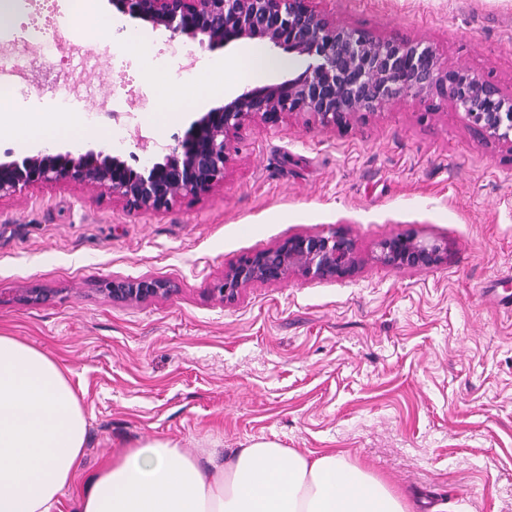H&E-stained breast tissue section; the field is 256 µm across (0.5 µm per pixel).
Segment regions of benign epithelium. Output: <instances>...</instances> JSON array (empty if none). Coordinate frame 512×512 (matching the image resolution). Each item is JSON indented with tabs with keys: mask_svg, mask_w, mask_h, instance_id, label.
<instances>
[{
	"mask_svg": "<svg viewBox=\"0 0 512 512\" xmlns=\"http://www.w3.org/2000/svg\"><path fill=\"white\" fill-rule=\"evenodd\" d=\"M120 12L172 36L210 48L242 39L264 40L303 57L307 66L283 82L247 90L203 113L163 161L141 171L102 151L73 154L49 148L20 160H0V199L39 183L65 181L99 188L145 213L167 211L186 195L201 196L224 183L242 132L260 120L277 127L291 116L311 125L345 129L401 102L450 101L486 143L512 151V91L483 76L440 65L423 40L377 38L318 11L313 0H113ZM448 256V242L398 233L377 244L374 259L396 268L422 269ZM360 263L345 234L296 235L241 257L224 270L213 291L226 303L256 283L292 276L343 277ZM112 300L137 305L172 292L154 278L112 280Z\"/></svg>",
	"mask_w": 512,
	"mask_h": 512,
	"instance_id": "1",
	"label": "benign epithelium"
}]
</instances>
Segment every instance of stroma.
<instances>
[{
  "label": "stroma",
  "instance_id": "35a3bbf8",
  "mask_svg": "<svg viewBox=\"0 0 512 512\" xmlns=\"http://www.w3.org/2000/svg\"><path fill=\"white\" fill-rule=\"evenodd\" d=\"M373 35L422 39L443 67L512 90V0H314ZM103 15L142 34L148 53L64 25L51 53L21 54L31 78L15 99L55 109L42 73L66 72L75 45L120 53L133 78L86 67L79 112L109 109L80 142L135 169L162 161L222 99L160 110L147 56L173 46L101 0ZM129 127L113 138L115 125ZM344 233L362 262L336 279L290 277L214 293L242 256L298 234ZM415 233L448 242L425 269L374 259L380 240ZM169 281V296L113 302L104 283ZM38 288L39 303L18 301ZM0 332L68 370L88 421L87 447L55 512H79L102 463L152 438L224 456L264 438L303 454L349 452L416 501L465 512H512V151L477 138L451 102L400 103L346 129L294 117L242 134L222 185L172 209L137 212L91 188L50 182L0 200Z\"/></svg>",
  "mask_w": 512,
  "mask_h": 512
}]
</instances>
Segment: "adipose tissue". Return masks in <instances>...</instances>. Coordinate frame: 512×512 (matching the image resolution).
I'll list each match as a JSON object with an SVG mask.
<instances>
[{
  "label": "adipose tissue",
  "mask_w": 512,
  "mask_h": 512,
  "mask_svg": "<svg viewBox=\"0 0 512 512\" xmlns=\"http://www.w3.org/2000/svg\"><path fill=\"white\" fill-rule=\"evenodd\" d=\"M246 67L218 58L188 90L164 88L163 104L224 96L277 67L255 45ZM23 144L83 138L75 112H26L0 102V132ZM87 417L66 370L43 350L0 334V512H54L86 446ZM416 505L345 454L305 455L257 439L224 460L150 439L108 459L89 480L79 512H416Z\"/></svg>",
  "instance_id": "1"
}]
</instances>
